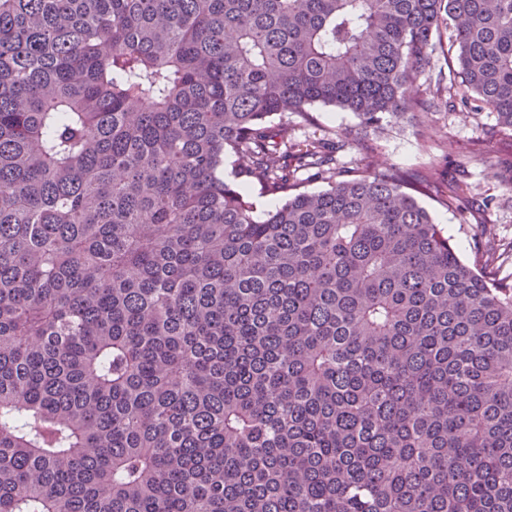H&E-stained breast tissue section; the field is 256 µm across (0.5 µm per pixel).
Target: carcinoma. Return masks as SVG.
<instances>
[{
    "instance_id": "obj_1",
    "label": "carcinoma",
    "mask_w": 512,
    "mask_h": 512,
    "mask_svg": "<svg viewBox=\"0 0 512 512\" xmlns=\"http://www.w3.org/2000/svg\"><path fill=\"white\" fill-rule=\"evenodd\" d=\"M441 58L512 132V0H0V512H512L494 255L274 122Z\"/></svg>"
}]
</instances>
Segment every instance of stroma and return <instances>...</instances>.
<instances>
[{"instance_id": "obj_1", "label": "stroma", "mask_w": 512, "mask_h": 512, "mask_svg": "<svg viewBox=\"0 0 512 512\" xmlns=\"http://www.w3.org/2000/svg\"><path fill=\"white\" fill-rule=\"evenodd\" d=\"M278 123L289 138L343 141L336 159L338 166L346 169L402 167L425 174L443 165L453 170L464 168V179L474 201L467 214L443 204L448 193L444 182L437 193L421 197V204L466 262H473L477 250L512 244V189L501 181L495 158L473 161L459 155L448 162L443 159L448 141L465 144L474 140L495 125L494 113L481 111L466 118L441 104L425 119H415L408 113L376 133L362 130L351 112L316 105L310 118L291 113L280 117Z\"/></svg>"}]
</instances>
